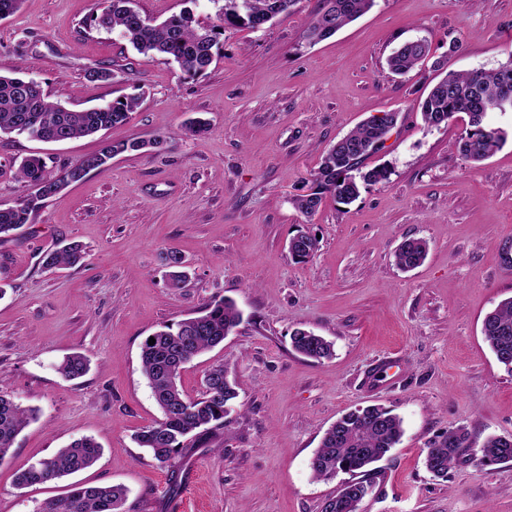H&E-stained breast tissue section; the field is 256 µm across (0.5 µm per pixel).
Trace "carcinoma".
Returning <instances> with one entry per match:
<instances>
[{
	"label": "carcinoma",
	"mask_w": 512,
	"mask_h": 512,
	"mask_svg": "<svg viewBox=\"0 0 512 512\" xmlns=\"http://www.w3.org/2000/svg\"><path fill=\"white\" fill-rule=\"evenodd\" d=\"M134 0H109L102 13L93 17L95 26L120 30L140 54H159L177 64L189 76L204 75L220 55L225 26L259 29L277 15L289 11L296 0H222L217 23L202 25L185 10L158 23L133 6ZM374 0H323V7L312 18L303 38L311 43L328 39L341 28L365 14ZM429 53L423 40L406 41L387 59L389 70L405 75ZM512 94V65L492 71L450 72L436 82L421 103L424 123L439 127L458 114L469 117V131L462 138L460 154L468 162H480L506 141L505 133L487 121L491 112L510 110L504 103ZM140 96L130 95L104 106L72 110L52 100L33 79L0 74V133L24 136L31 140L60 143L109 131L129 122L139 106ZM397 115L386 112L371 116L340 138L322 158L313 176L311 193L293 200L305 217L313 216L330 196L349 205L360 195L363 184L375 185L388 178L383 167L362 171L360 165L383 146ZM163 139L107 141L93 154L84 156L56 177L45 175V162L26 157L18 167L19 178L35 188L34 196L14 206L0 207V236L8 235L29 223L36 201L51 197L112 157L146 147H159ZM318 249L317 239L307 233L293 236L289 250L301 262ZM428 242L406 238L395 251V264L403 271L420 266L428 254ZM82 245L70 243L45 255L49 267H72L83 261ZM243 319L236 304L225 298L214 299L201 311L175 324H166L152 334L154 344L142 345V371L162 418L136 435L161 466L176 474L179 461L201 437L224 426V416L239 396L237 385L229 380L224 365H216L205 375V391L192 397L184 392L179 379L185 364L222 343ZM482 334L499 364L512 374V299L489 312L482 323ZM293 350L307 358L322 360L333 356V343L309 330L297 328L290 336ZM88 360L78 354L66 357L57 372L75 380L88 371ZM33 417V411L13 399L0 395V462L16 436ZM403 421L379 405L343 414L324 434L319 448L309 461L312 476L329 479L339 472L353 475L367 472L401 441ZM101 448L91 438L72 441L54 455L40 460L41 467H29L18 477L21 487L44 484L92 467ZM512 461V436H490L481 447L472 446L469 433L460 427L446 436L428 442L427 470L445 479L448 472L463 463L482 468ZM371 484L353 479L345 482L336 495L326 499L321 512H356ZM126 490L120 485H73L64 496L43 502L36 512H122Z\"/></svg>",
	"instance_id": "obj_1"
}]
</instances>
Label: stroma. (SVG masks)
<instances>
[{"mask_svg":"<svg viewBox=\"0 0 512 512\" xmlns=\"http://www.w3.org/2000/svg\"><path fill=\"white\" fill-rule=\"evenodd\" d=\"M135 4L160 21L189 7L208 24L217 11L213 0ZM320 4L297 0L258 30L226 28L222 57L194 78L95 28L106 0H23L0 19V74L36 80L76 110L141 94L109 138L165 139L117 155L0 238V394L36 412L0 462V512H35L65 493L69 478L21 488L16 476L85 436L102 455L78 479L124 486L123 512H320L346 476L314 479L309 460L339 417L373 404L401 417L404 435L377 463L358 512H512V462L464 464L444 480L424 463L427 442L451 429L467 428L477 447L512 435V374L481 333L485 315L512 298V112L489 114L506 141L477 163L459 152L465 115L430 127L420 114L448 71L512 63V0H375L312 45L303 33ZM416 39L429 56L392 74L389 55ZM97 68L119 76L91 79ZM387 112L397 123L364 163L386 168L387 180L351 205L328 199L313 217L298 212L292 201L309 193L323 152ZM193 116L208 119L207 131L182 136ZM100 141L0 135V205L33 192L16 176L21 158L42 157L54 176ZM301 232L318 238L305 262L288 248ZM408 237L429 251L405 272L394 253ZM71 242L83 246L82 264L44 265ZM171 248L188 271L176 285L159 258ZM222 297L243 321L186 365L181 385L199 395L221 364L239 398L174 477L134 440L161 417L141 348L160 325ZM298 327L331 341L333 357L294 352ZM72 354L89 371L66 381L56 367ZM387 358L398 363L392 379L373 384Z\"/></svg>","mask_w":512,"mask_h":512,"instance_id":"obj_1","label":"stroma"}]
</instances>
